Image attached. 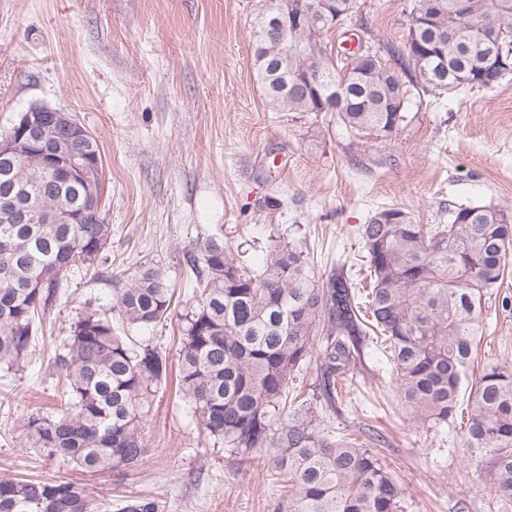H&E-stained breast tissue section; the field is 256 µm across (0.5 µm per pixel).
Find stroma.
<instances>
[{
	"label": "stroma",
	"instance_id": "stroma-1",
	"mask_svg": "<svg viewBox=\"0 0 512 512\" xmlns=\"http://www.w3.org/2000/svg\"><path fill=\"white\" fill-rule=\"evenodd\" d=\"M346 23L374 46L401 45L410 0H361ZM260 0H0V132L30 107L76 115L97 140L101 215L112 228L108 275L71 277L40 320L23 363L0 366V476L84 483L100 503L150 495L165 512H287L288 491L263 453L242 462L195 428L174 389L153 397L150 449L131 473H82L29 448L22 414L63 404L50 365L69 326L112 304L122 278L160 265L175 294L166 320L135 340L178 362L194 304L182 254L212 236L237 264L259 269L290 242L316 276L369 283L357 229L395 205L416 223L444 224L462 205L512 209V75L491 89L415 98L389 139L275 109L253 70ZM479 364H512V267L483 298ZM393 364L365 344L362 365L322 426L368 423L389 442L383 462L407 488L401 512H512L486 483L489 456L470 454L462 422L412 427L392 391Z\"/></svg>",
	"mask_w": 512,
	"mask_h": 512
}]
</instances>
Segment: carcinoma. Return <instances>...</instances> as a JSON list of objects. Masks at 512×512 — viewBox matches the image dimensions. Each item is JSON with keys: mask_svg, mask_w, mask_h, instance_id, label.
Wrapping results in <instances>:
<instances>
[{"mask_svg": "<svg viewBox=\"0 0 512 512\" xmlns=\"http://www.w3.org/2000/svg\"><path fill=\"white\" fill-rule=\"evenodd\" d=\"M283 0H262L253 32L256 81L268 102L286 112L319 117L335 112L351 131L392 136L404 121L400 105L429 89L489 88L505 76L479 64L512 42V0H413L408 30L434 43L436 57H412L387 46L393 64L368 71L358 59L336 62L324 39L333 22L310 9L314 0H288L302 15L288 30L299 52L278 68L279 35L261 16ZM336 22L361 13L359 0H332ZM21 172L43 208L82 212L79 224H11L0 216V365L25 359L37 319L59 299L70 271L101 275L98 259L112 235L100 212L82 210L87 191L101 194L102 175L60 187L25 150ZM369 258L368 303L356 302L344 272L316 277L303 252L288 242L270 249L263 268L234 262L219 237L183 255L196 279V307L187 318L177 381L199 432L245 460L263 450L271 473L288 485V512H400L406 488L380 458L350 435L321 428L322 416L305 400L289 403L290 384L305 364L320 371L327 407L336 410L337 387L360 360V346L377 334L396 371V396L407 419L433 428L454 418L461 393L472 407L465 444L490 456L487 484L512 498V365L470 374L482 325V300L506 275L512 247V210L461 206L449 222L426 227L400 207L376 210L359 228ZM173 292L164 270L143 265L115 290L112 307L71 323L52 367L66 379V406L19 419L26 443L85 473L131 470L147 456L143 418L151 398L167 386L171 365L150 342L117 334L112 316L128 327L166 319ZM154 497L127 501L120 512H162ZM0 512H96L78 482L0 477Z\"/></svg>", "mask_w": 512, "mask_h": 512, "instance_id": "carcinoma-1", "label": "carcinoma"}]
</instances>
